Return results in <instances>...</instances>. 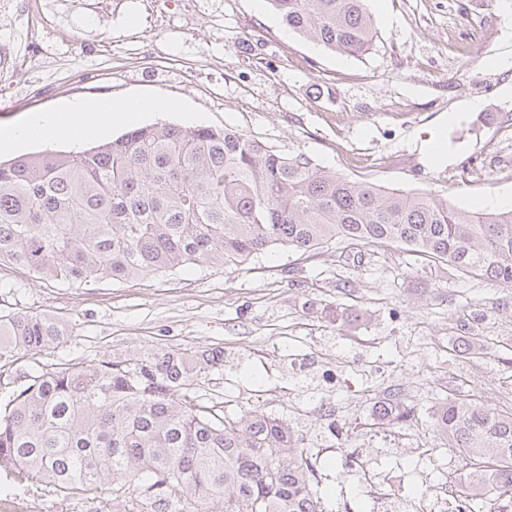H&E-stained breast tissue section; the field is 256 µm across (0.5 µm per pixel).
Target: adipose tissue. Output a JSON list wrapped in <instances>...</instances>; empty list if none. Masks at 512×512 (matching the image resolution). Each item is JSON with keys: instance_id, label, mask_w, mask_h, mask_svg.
Wrapping results in <instances>:
<instances>
[{"instance_id": "obj_1", "label": "adipose tissue", "mask_w": 512, "mask_h": 512, "mask_svg": "<svg viewBox=\"0 0 512 512\" xmlns=\"http://www.w3.org/2000/svg\"><path fill=\"white\" fill-rule=\"evenodd\" d=\"M173 107V101L165 97L75 100L16 126L0 128V150L56 138L66 139L72 147L78 148L88 138L105 133L112 126L133 124L145 113L160 115Z\"/></svg>"}]
</instances>
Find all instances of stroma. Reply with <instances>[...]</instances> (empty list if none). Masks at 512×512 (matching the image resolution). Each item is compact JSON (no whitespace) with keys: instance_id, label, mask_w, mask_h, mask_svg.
I'll return each mask as SVG.
<instances>
[{"instance_id":"obj_1","label":"stroma","mask_w":512,"mask_h":512,"mask_svg":"<svg viewBox=\"0 0 512 512\" xmlns=\"http://www.w3.org/2000/svg\"><path fill=\"white\" fill-rule=\"evenodd\" d=\"M373 44L346 57L289 32L267 0H118L111 23L79 9L85 38L26 93L23 67L8 73L18 99H0V124L75 97L165 95L164 121L242 131L275 152L307 155L355 180L446 198L472 212L512 194V0H369ZM507 53L504 66L486 57ZM448 151L427 155L430 140ZM355 310L345 329L337 308ZM34 312L61 322L63 338L19 355L6 375L50 364H91L158 349L216 350L221 367L196 389L228 410L255 409L305 437L324 512H371L360 472L342 452L390 473L380 495L424 491L418 443H438L432 418L448 396L501 405L512 387V287L426 262L392 244L341 240L302 254L286 248L238 267H198L132 282L70 286L0 263V316ZM472 336L488 354H464ZM368 365L369 375L337 362ZM337 369V368H336ZM414 386L404 424L370 410L389 385ZM112 512L106 498H65L0 478V512Z\"/></svg>"}]
</instances>
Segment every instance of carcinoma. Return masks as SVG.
<instances>
[{
	"label": "carcinoma",
	"mask_w": 512,
	"mask_h": 512,
	"mask_svg": "<svg viewBox=\"0 0 512 512\" xmlns=\"http://www.w3.org/2000/svg\"><path fill=\"white\" fill-rule=\"evenodd\" d=\"M368 0H268L305 40L350 57L375 35ZM397 244L512 287V209L471 212L426 193L352 180L232 129L146 125L80 151L0 162V261L61 282H130L192 265L241 266L276 247ZM64 331L0 316V358ZM210 351L56 364L0 380V469L55 495L105 494L123 512H323L287 421L230 413L189 391ZM434 429L473 480L512 497V409L450 397Z\"/></svg>",
	"instance_id": "carcinoma-1"
}]
</instances>
